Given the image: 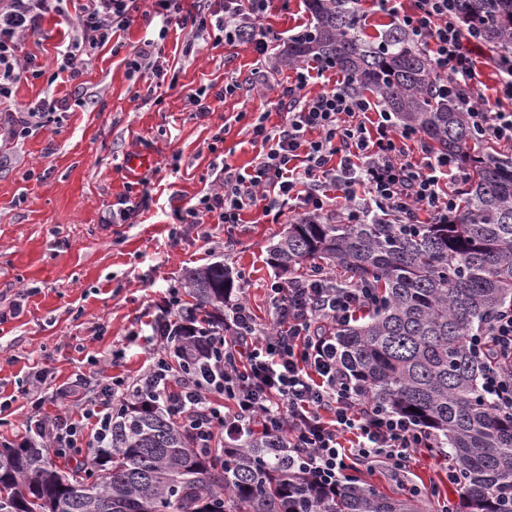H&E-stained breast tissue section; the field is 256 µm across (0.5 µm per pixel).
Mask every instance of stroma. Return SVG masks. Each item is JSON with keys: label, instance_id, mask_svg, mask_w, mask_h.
<instances>
[{"label": "stroma", "instance_id": "1", "mask_svg": "<svg viewBox=\"0 0 512 512\" xmlns=\"http://www.w3.org/2000/svg\"><path fill=\"white\" fill-rule=\"evenodd\" d=\"M79 7L70 0L69 15ZM68 17L48 14L40 31L26 37L25 52L54 67ZM309 22L304 0H271L262 26L275 39L264 57L245 40L216 46L171 29L159 60L168 79L160 82L127 72L132 47L157 31L138 14L94 52L82 88L63 76L18 86L16 106L49 95L63 107L26 136L0 129V302L22 305L18 317L0 323V397L13 401L0 414L1 438L17 441L32 413L19 386L39 390L40 371L57 385L89 372V358L125 344L143 313L160 303L168 285H182L190 269L220 262L242 274L253 312L267 318V286L276 276L268 251L294 213L275 220L258 208L244 211L227 247L203 239L199 227L176 224L175 213L216 188L224 167L248 168L261 154L239 115L264 113L268 125L281 123L276 89L294 79L295 69L278 56ZM231 72L241 75V89L215 111L195 112L189 94L217 92ZM135 153L147 158L140 174L149 181L148 205L129 223H103L127 192L126 163ZM357 473L391 496L410 483L456 495L445 465L423 455L403 483L379 466L361 465Z\"/></svg>", "mask_w": 512, "mask_h": 512}]
</instances>
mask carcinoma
<instances>
[{"mask_svg":"<svg viewBox=\"0 0 512 512\" xmlns=\"http://www.w3.org/2000/svg\"><path fill=\"white\" fill-rule=\"evenodd\" d=\"M313 23L283 50L368 92L402 126L466 172L463 205L446 224H329L301 218L269 250L281 273L329 260L378 289L379 306L336 327L341 362L371 402L411 415L448 447L463 493L456 512H512V414L482 387L471 337L512 305V156L480 150L466 114L438 96L430 59L395 26L363 38L357 0H307ZM461 23L496 51L512 48V0H454ZM234 281L223 264L190 271L186 288L212 323L224 320ZM178 360L208 357L206 329L174 332ZM249 437L222 451L194 447L162 404L128 394L116 406L112 443L87 466L63 470L47 452L0 449V512H423L406 493L389 497L354 474L326 486L300 461Z\"/></svg>","mask_w":512,"mask_h":512,"instance_id":"obj_1","label":"carcinoma"}]
</instances>
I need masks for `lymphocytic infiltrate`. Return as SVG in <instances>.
Returning <instances> with one entry per match:
<instances>
[{
    "label": "lymphocytic infiltrate",
    "instance_id": "lymphocytic-infiltrate-1",
    "mask_svg": "<svg viewBox=\"0 0 512 512\" xmlns=\"http://www.w3.org/2000/svg\"><path fill=\"white\" fill-rule=\"evenodd\" d=\"M140 0H85L57 61L58 73L78 80L88 58L124 30ZM161 27L157 38L143 39L130 53L133 73L160 74L157 57L170 28L190 29L214 44L247 37L259 56L271 38L261 22L269 0H219L217 9L200 0H151ZM68 0H0V112L13 130L41 125L57 108L43 98L24 109L13 103L15 88L46 74L43 65L22 57V42L38 31L47 13L67 16ZM410 39L430 58L441 96L466 112L482 139L512 145V51L495 58L500 72L498 106L485 105L476 81L477 60L468 45L475 31L458 20L453 0H414L410 9L380 0ZM325 65L297 67L293 83L279 98L281 124L267 126L254 117L250 130L265 147L247 170L225 168L220 191L180 209L182 224L232 226L244 210L261 207L264 215H282L290 201L308 214L357 224L371 215L395 224H414L419 213L444 224L457 210L448 183L461 179L456 162L426 154L413 161L407 144L415 131L398 127L383 104L343 85L312 91L314 74ZM317 139H306L307 131ZM271 320L261 323L239 297L224 301V322L212 326L215 352L207 370L197 374L173 364L164 352L178 326H189L197 312L168 288L149 320L152 350L134 381L112 377L100 384L83 373L37 397L24 425L23 443L48 448L71 459L88 457L112 441V409L131 390L153 393L194 435L201 448H220L253 434L288 449L320 481L335 482L359 463L382 462L393 474L409 468L415 454L434 450L432 433L412 417L383 405L368 404L361 387L340 364L336 327L375 304L371 288L342 282L325 269L288 283L268 285ZM474 353L484 362V390L496 409L512 412V307L493 317L486 336L476 337ZM54 411H46V403Z\"/></svg>",
    "mask_w": 512,
    "mask_h": 512
}]
</instances>
